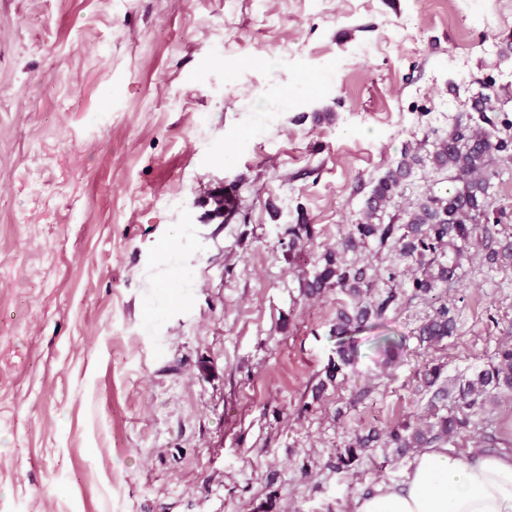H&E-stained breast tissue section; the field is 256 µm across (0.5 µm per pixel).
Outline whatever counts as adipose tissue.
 Returning a JSON list of instances; mask_svg holds the SVG:
<instances>
[{
  "instance_id": "obj_1",
  "label": "adipose tissue",
  "mask_w": 512,
  "mask_h": 512,
  "mask_svg": "<svg viewBox=\"0 0 512 512\" xmlns=\"http://www.w3.org/2000/svg\"><path fill=\"white\" fill-rule=\"evenodd\" d=\"M355 512H512V448L467 455L424 449L401 485L379 484L357 499Z\"/></svg>"
}]
</instances>
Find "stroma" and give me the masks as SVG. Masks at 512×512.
Returning <instances> with one entry per match:
<instances>
[{
  "label": "stroma",
  "instance_id": "obj_1",
  "mask_svg": "<svg viewBox=\"0 0 512 512\" xmlns=\"http://www.w3.org/2000/svg\"><path fill=\"white\" fill-rule=\"evenodd\" d=\"M484 120L512 138L494 0H0V512H355L401 483L382 442L336 453L449 414L512 345V161L432 295L392 245L347 253L397 299L330 384L349 298L303 282L404 149ZM448 185L417 166L387 217ZM447 445L512 448V390ZM454 319L449 316V310L446 305L439 307L432 318L420 328V336L428 342H437L449 334L454 329ZM378 439L379 435L374 430L372 432L369 431L366 435L357 437L350 446L336 454V469L348 470L359 459L358 451L370 447Z\"/></svg>",
  "mask_w": 512,
  "mask_h": 512
}]
</instances>
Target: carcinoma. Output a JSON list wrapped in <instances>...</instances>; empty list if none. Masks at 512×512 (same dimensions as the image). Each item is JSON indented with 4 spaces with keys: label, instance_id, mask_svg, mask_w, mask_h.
<instances>
[{
    "label": "carcinoma",
    "instance_id": "obj_1",
    "mask_svg": "<svg viewBox=\"0 0 512 512\" xmlns=\"http://www.w3.org/2000/svg\"><path fill=\"white\" fill-rule=\"evenodd\" d=\"M506 148L507 141L489 130L457 126L448 138L436 144L430 156L432 169L437 173L448 172V180L454 183L453 189L433 193L405 210L399 224L384 223L385 210L399 196L402 183L423 158L416 150L408 151L376 180L362 221L352 225L343 239L342 249L323 254L321 270L303 284L311 295L324 288H342L353 298L352 308L342 309L336 316V334L343 335L364 326L373 316H382L396 300L391 291L384 297L372 295L374 278L369 275L368 268L345 259V253L357 252L370 239H376L382 245L394 240L399 256L415 263L416 273L411 287L417 292L427 294L438 284L452 279L463 252L455 242H467L472 226L482 221L491 179L496 176V171L491 169L492 157ZM306 234L305 224L288 227V251L301 245ZM450 246L455 250L449 265L441 258L446 256L445 249ZM453 329L454 319L449 316L448 307L443 305L422 325L420 336L428 342H437ZM501 388L512 390V347L500 350L497 361L459 388L456 412L438 418L426 430H412L408 425L392 429L388 434L389 441L398 453L445 441L469 423V411L480 396L491 389ZM378 439L379 435L374 431L356 438L336 454V469H349L359 459L358 451L370 447Z\"/></svg>",
    "mask_w": 512,
    "mask_h": 512
}]
</instances>
